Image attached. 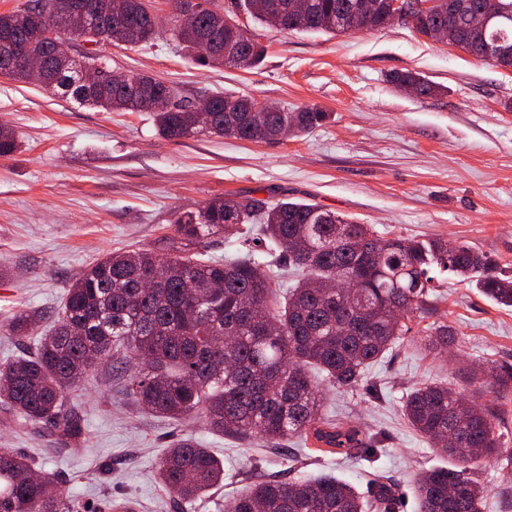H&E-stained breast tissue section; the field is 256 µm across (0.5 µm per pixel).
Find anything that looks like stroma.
<instances>
[{
	"label": "stroma",
	"instance_id": "obj_1",
	"mask_svg": "<svg viewBox=\"0 0 512 512\" xmlns=\"http://www.w3.org/2000/svg\"><path fill=\"white\" fill-rule=\"evenodd\" d=\"M265 48L252 68L200 66L176 47L171 21L148 44L88 45L66 38L69 53H94L114 72L149 74L195 101L212 94L245 96L288 110L328 112L299 138L247 142L229 136L158 135L147 112H104L43 86L0 76V122L19 149L0 158V322L35 309L53 322L68 284L103 254L162 252L179 211L218 197L310 200L372 225L384 239L464 243L512 271V71L395 23L381 30L331 35L279 30L245 19ZM414 71L441 87L422 98L400 91L391 74ZM434 320L456 333L445 352L404 337L369 365L359 386L329 387L323 411L378 440L376 453L352 461L293 438L274 446L233 439L197 420L174 421L141 410L97 364L68 395L84 440L64 445L43 426L24 423L0 401V448L31 457L94 505L104 495L135 512H224L225 501L253 480L291 481L333 474L357 489L379 476L399 491V512H416L410 489L421 469L448 465L403 419L399 407L418 382L444 380L478 402L496 401L512 445V390L478 388L458 363H512V308L473 284L436 273ZM199 439L224 463V487L191 503L164 493L156 465L170 445Z\"/></svg>",
	"mask_w": 512,
	"mask_h": 512
}]
</instances>
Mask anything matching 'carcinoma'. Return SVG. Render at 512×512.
Returning <instances> with one entry per match:
<instances>
[{"label":"carcinoma","mask_w":512,"mask_h":512,"mask_svg":"<svg viewBox=\"0 0 512 512\" xmlns=\"http://www.w3.org/2000/svg\"><path fill=\"white\" fill-rule=\"evenodd\" d=\"M286 0H238L261 24H273L271 12ZM297 10L280 20V29L304 33L368 32L388 26L385 0L363 10L365 0H294ZM85 3L98 12L103 40L133 32L130 46L154 38L142 0H28L0 13V70L20 81L29 78L9 49L41 53L49 65L48 86L87 101L105 112H133L125 88L79 82V69L108 65L96 56L68 57L64 36L70 6ZM220 8L180 13L172 38L201 66L259 64L265 47H242L224 27ZM491 12L486 29L473 27L474 15ZM456 27L458 47L496 66L512 70V0H439L429 13L411 12L407 23L419 34ZM38 26L56 33L55 45L32 42ZM398 88L412 86L427 98L441 92L420 75L391 76ZM155 95L153 121L159 135L184 138L199 133L262 142L297 138L328 119V113L304 108L267 112L252 121L254 101L230 95L203 99L207 117L194 103L179 98L166 82L151 75L127 80ZM17 137L0 123V157L17 150ZM168 253L150 250L112 252L97 259L69 283L57 324L37 337L35 351L0 367V398L25 421L43 423L62 439L77 440L82 420L66 396L68 386L106 359L123 375L126 392L148 412L174 420L202 419L214 432L232 437L259 435L267 440L314 439L327 451L363 457L372 438L354 426L328 418L324 392L309 374H325L331 386L352 387L365 368L392 349L433 308L432 268L476 282L495 303L512 307V277L468 245L442 239L386 240L381 248L372 226L326 211L305 201L238 200L224 197L174 221ZM235 237L243 250L234 257L197 258L195 249L209 237ZM157 268L164 280L152 289L142 280ZM290 271L294 283L278 280ZM33 310L12 314L5 333L19 341L39 328ZM428 349L441 350L455 332L434 321L420 329ZM479 387L500 394L512 388V364L472 361L458 366ZM413 429L456 462L415 477L417 512H483L487 489L475 478L478 466L494 461L503 473L502 493L512 495V448L501 441L500 409L479 405L448 386L427 381L414 386L400 406ZM160 485L190 501L224 482V466L194 438L182 439L160 459ZM51 478L36 473L29 459L0 448V512H80L63 487L50 496ZM393 488L379 480L359 492L333 476L294 482L255 481L235 496L227 512H398Z\"/></svg>","instance_id":"1"}]
</instances>
